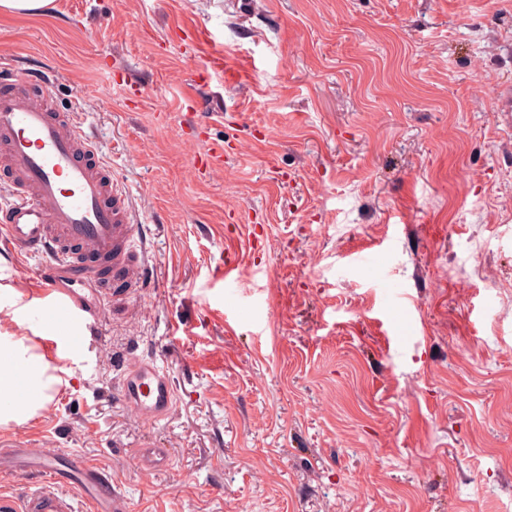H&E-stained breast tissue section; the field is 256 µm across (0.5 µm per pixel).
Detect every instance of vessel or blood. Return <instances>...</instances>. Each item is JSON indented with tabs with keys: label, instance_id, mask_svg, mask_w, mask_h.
<instances>
[{
	"label": "vessel or blood",
	"instance_id": "vessel-or-blood-1",
	"mask_svg": "<svg viewBox=\"0 0 512 512\" xmlns=\"http://www.w3.org/2000/svg\"><path fill=\"white\" fill-rule=\"evenodd\" d=\"M206 66L234 83L248 77L220 51L208 54ZM39 83V93L20 85L0 90V183L10 192L9 201L0 204V240L14 254L45 261L37 273L41 300L31 306L39 321L66 326L81 315L92 323L109 297L110 283L140 287L148 252L132 201L116 189L96 140L73 113L51 110L46 92L53 81L45 76ZM237 149L232 139L213 142L195 157L194 168L206 174ZM52 293L58 301L43 304ZM175 400L165 367L142 358L126 364L120 380L123 406L161 421ZM33 464L45 485L25 501L24 512H74L71 500L55 489L62 480L84 493L86 512H124L109 479L87 460L56 452L34 457Z\"/></svg>",
	"mask_w": 512,
	"mask_h": 512
}]
</instances>
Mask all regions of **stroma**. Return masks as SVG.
<instances>
[{
	"instance_id": "35a3bbf8",
	"label": "stroma",
	"mask_w": 512,
	"mask_h": 512,
	"mask_svg": "<svg viewBox=\"0 0 512 512\" xmlns=\"http://www.w3.org/2000/svg\"><path fill=\"white\" fill-rule=\"evenodd\" d=\"M182 22L252 81L196 85ZM0 47L56 72V108L94 132L153 260L141 288H113L47 410L0 440L77 453L129 512H512V128L495 97L512 0H53L0 15ZM107 59L141 99L108 86ZM222 136L237 155L198 175ZM253 223L265 250L227 285L225 240L247 253ZM37 265L0 246V285L36 293ZM138 357L169 370V419L120 403Z\"/></svg>"
}]
</instances>
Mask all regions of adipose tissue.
Wrapping results in <instances>:
<instances>
[{
    "label": "adipose tissue",
    "instance_id": "1",
    "mask_svg": "<svg viewBox=\"0 0 512 512\" xmlns=\"http://www.w3.org/2000/svg\"><path fill=\"white\" fill-rule=\"evenodd\" d=\"M21 292L8 288L0 294V312L10 316L13 328L0 327V426L21 425L45 409L63 382L68 356L67 335L48 337L23 318Z\"/></svg>",
    "mask_w": 512,
    "mask_h": 512
}]
</instances>
